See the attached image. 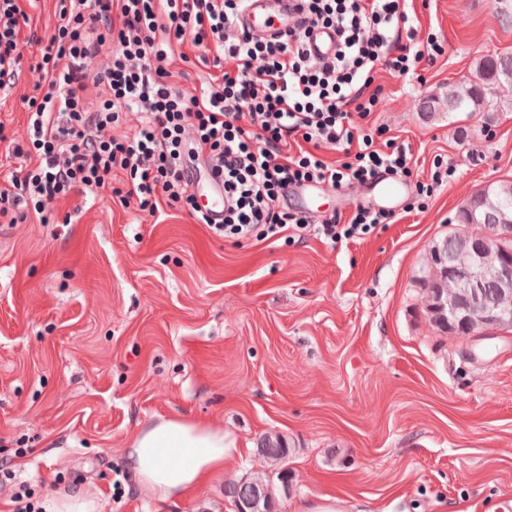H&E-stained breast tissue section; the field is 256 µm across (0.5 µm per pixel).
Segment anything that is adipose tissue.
I'll list each match as a JSON object with an SVG mask.
<instances>
[{
    "mask_svg": "<svg viewBox=\"0 0 512 512\" xmlns=\"http://www.w3.org/2000/svg\"><path fill=\"white\" fill-rule=\"evenodd\" d=\"M229 461L223 430L182 418L140 430L126 454L141 487L163 501L212 487Z\"/></svg>",
    "mask_w": 512,
    "mask_h": 512,
    "instance_id": "1",
    "label": "adipose tissue"
}]
</instances>
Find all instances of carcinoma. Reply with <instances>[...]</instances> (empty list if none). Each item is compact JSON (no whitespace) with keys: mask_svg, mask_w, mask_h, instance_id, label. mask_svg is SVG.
I'll return each mask as SVG.
<instances>
[{"mask_svg":"<svg viewBox=\"0 0 512 512\" xmlns=\"http://www.w3.org/2000/svg\"><path fill=\"white\" fill-rule=\"evenodd\" d=\"M482 96L475 87H461L448 95V101L454 108L481 102ZM512 203V182L492 184L487 187V196L471 200L460 210L457 223L477 225L487 232L503 231L498 221V203ZM478 240L469 234H448V237L435 243L431 249V262L426 276L428 299L425 304L430 320L442 331L460 333L457 319L448 318V307L444 302L451 300L464 305L471 298L470 277L480 276L481 288L478 290L476 309L480 313L492 312L508 320L504 328L512 323V264L498 252L476 250ZM258 454L270 465L276 475L279 489L288 492L291 473L287 467L290 454L288 443L279 434H266L257 448ZM224 495L239 504L250 497H261L270 505H275V492L270 476L266 472L235 480L224 486Z\"/></svg>","mask_w":512,"mask_h":512,"instance_id":"obj_1","label":"carcinoma"}]
</instances>
